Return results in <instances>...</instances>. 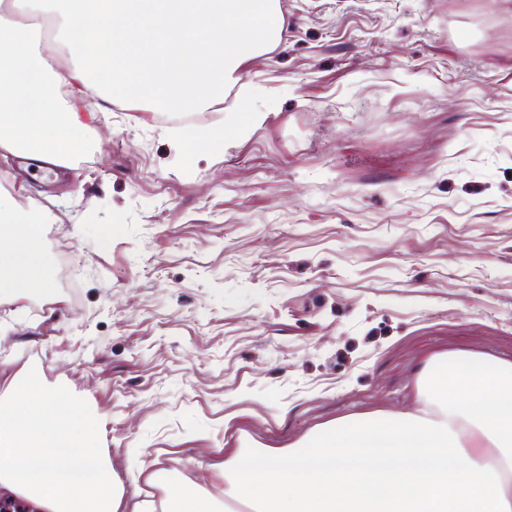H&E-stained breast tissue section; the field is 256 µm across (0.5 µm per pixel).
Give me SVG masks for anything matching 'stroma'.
I'll return each mask as SVG.
<instances>
[{
    "label": "stroma",
    "instance_id": "1",
    "mask_svg": "<svg viewBox=\"0 0 512 512\" xmlns=\"http://www.w3.org/2000/svg\"><path fill=\"white\" fill-rule=\"evenodd\" d=\"M279 44L180 112H79L83 151L0 190L44 212L54 295L0 303V394L35 373L104 417L127 497L145 461L212 496L237 448H287L414 401L436 354L512 360V0H280ZM261 119L259 112H251L246 120L241 121L238 115H232L228 118L227 124H224V132L198 131L193 134H185V143L190 139L197 140L201 145L219 146L226 137L233 132H244L246 128L258 122Z\"/></svg>",
    "mask_w": 512,
    "mask_h": 512
}]
</instances>
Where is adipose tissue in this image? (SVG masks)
Listing matches in <instances>:
<instances>
[{
    "label": "adipose tissue",
    "mask_w": 512,
    "mask_h": 512,
    "mask_svg": "<svg viewBox=\"0 0 512 512\" xmlns=\"http://www.w3.org/2000/svg\"><path fill=\"white\" fill-rule=\"evenodd\" d=\"M46 0H0V149L63 166L83 146L79 113L58 112L53 57L34 15ZM59 21L78 85L163 112L213 105L240 66L279 42V0H65ZM46 282L35 213L0 193V298ZM0 404V490L33 512H211L202 488L147 472L161 502L126 497L100 416L32 376ZM417 406L347 420L305 448L236 450L216 473L244 512H512V361L439 354L417 381Z\"/></svg>",
    "instance_id": "1"
}]
</instances>
